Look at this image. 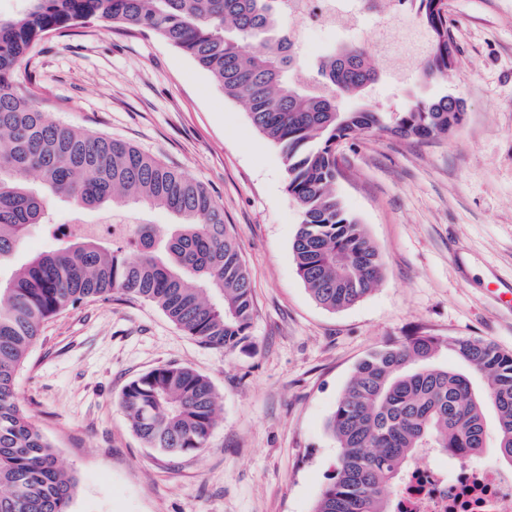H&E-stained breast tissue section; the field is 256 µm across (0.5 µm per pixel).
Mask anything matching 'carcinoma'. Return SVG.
Listing matches in <instances>:
<instances>
[{
    "instance_id": "cac0c4a2",
    "label": "carcinoma",
    "mask_w": 512,
    "mask_h": 512,
    "mask_svg": "<svg viewBox=\"0 0 512 512\" xmlns=\"http://www.w3.org/2000/svg\"><path fill=\"white\" fill-rule=\"evenodd\" d=\"M388 2L415 14L427 41L415 61L422 76L447 77L457 49L443 0ZM284 7V0H21L14 15L0 17V512H70L76 494V479L17 385L51 317L117 292L155 304L200 343L230 353L248 341L253 316L238 242L204 185L127 142L50 119L22 92L46 37L98 21L152 32L182 50L278 147L302 216L293 258L312 298L342 310L383 279L380 250L336 193V146L361 130L447 135L464 103L444 95L402 112L349 107L348 96L387 76L360 45L326 55L309 82L296 83L299 56L282 31ZM122 199L171 212L179 224L166 237L154 224H132L121 238L71 235L18 261L30 231L50 225L51 202L85 209ZM448 351L458 366L443 359ZM217 400L210 378L169 364L127 384L119 405L148 447L176 458L205 447ZM327 427L338 455L315 512H391L397 485L429 448L465 461L493 448L512 467V352L489 340L433 336L377 350L356 365Z\"/></svg>"
}]
</instances>
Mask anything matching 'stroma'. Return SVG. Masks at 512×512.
I'll list each match as a JSON object with an SVG mask.
<instances>
[{
    "mask_svg": "<svg viewBox=\"0 0 512 512\" xmlns=\"http://www.w3.org/2000/svg\"><path fill=\"white\" fill-rule=\"evenodd\" d=\"M457 64L444 81L388 78L353 107L402 111L450 94L462 124L426 141L364 132L337 148L336 192L385 263L379 286L319 305L292 254L301 211L277 147L210 75L162 38L92 21L46 37L31 90L52 119L127 141L202 183L224 209L254 289L246 345L197 342L153 303L114 295L44 327L18 375L23 405L78 481L72 512H314L336 468L327 421L356 364L413 336L472 337L512 352V0H444ZM170 231L146 206L56 203V224L112 216ZM166 364L208 376L218 420L178 459L146 447L118 401Z\"/></svg>",
    "mask_w": 512,
    "mask_h": 512,
    "instance_id": "1",
    "label": "stroma"
}]
</instances>
